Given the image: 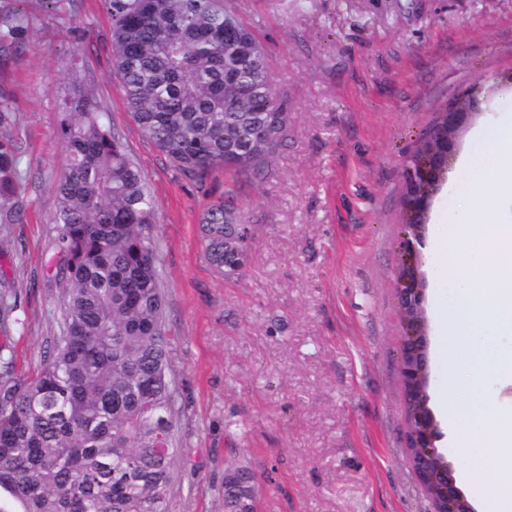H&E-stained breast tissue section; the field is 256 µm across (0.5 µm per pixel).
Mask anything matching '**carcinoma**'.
<instances>
[{
	"label": "carcinoma",
	"instance_id": "carcinoma-1",
	"mask_svg": "<svg viewBox=\"0 0 512 512\" xmlns=\"http://www.w3.org/2000/svg\"><path fill=\"white\" fill-rule=\"evenodd\" d=\"M112 66L143 135L185 179L268 168L287 133L253 27L226 0H102ZM31 36L0 14V54ZM64 164L54 183L60 336L26 377L0 351V512H166L174 482L175 397L155 261L156 200L93 90L62 96ZM25 216L17 147L0 134V224ZM224 199L202 213L205 256L220 275L246 260ZM254 476L226 474L224 512H254Z\"/></svg>",
	"mask_w": 512,
	"mask_h": 512
}]
</instances>
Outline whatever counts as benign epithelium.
Returning <instances> with one entry per match:
<instances>
[{
    "label": "benign epithelium",
    "instance_id": "1",
    "mask_svg": "<svg viewBox=\"0 0 512 512\" xmlns=\"http://www.w3.org/2000/svg\"><path fill=\"white\" fill-rule=\"evenodd\" d=\"M473 100L469 92L459 95L456 106L443 113L448 132L430 128L425 140L431 143L428 151L419 150L417 169H406L405 187L409 198L417 197L419 180L438 182L442 170L448 163L456 145V136L471 114ZM411 264L402 263L396 286V296L404 319L405 334L401 343L400 365L404 387L405 405L418 403L420 382L427 375L428 359L426 336L422 328L423 288L421 281L411 277ZM434 428L433 418L428 412L417 411L409 420L408 448L410 462L421 486L438 502L434 512H474L471 504L456 487L450 466H432L436 435L429 433Z\"/></svg>",
    "mask_w": 512,
    "mask_h": 512
}]
</instances>
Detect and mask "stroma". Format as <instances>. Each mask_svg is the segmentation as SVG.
<instances>
[{"instance_id":"obj_1","label":"stroma","mask_w":512,"mask_h":512,"mask_svg":"<svg viewBox=\"0 0 512 512\" xmlns=\"http://www.w3.org/2000/svg\"><path fill=\"white\" fill-rule=\"evenodd\" d=\"M266 49L288 133L262 176L190 183L133 123L101 0H0L33 33L0 58L1 128L27 214L0 226V345L36 375L60 333L53 184L70 69L95 91L157 202V269L176 388L168 512H224L226 470L251 469L256 512H432L409 462L396 274L406 161L460 92L477 112L434 192L454 207L478 131L512 121V0H231ZM249 218L248 260L218 274L199 238L224 191ZM446 243L418 248L425 334Z\"/></svg>"}]
</instances>
